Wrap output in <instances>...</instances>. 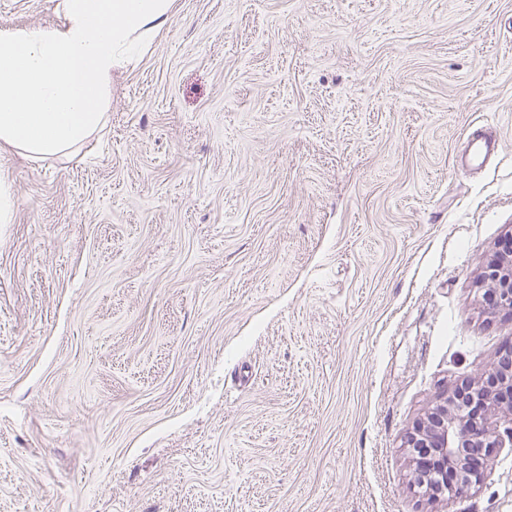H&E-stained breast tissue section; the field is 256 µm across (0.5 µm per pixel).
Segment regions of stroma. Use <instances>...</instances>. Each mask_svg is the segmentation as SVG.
<instances>
[{"instance_id":"35a3bbf8","label":"stroma","mask_w":512,"mask_h":512,"mask_svg":"<svg viewBox=\"0 0 512 512\" xmlns=\"http://www.w3.org/2000/svg\"><path fill=\"white\" fill-rule=\"evenodd\" d=\"M107 112L1 161L0 512H512V447L432 502L406 446L512 345V0H173ZM502 151L501 136L494 126L477 122L467 136V147L461 155L457 170H477L485 167ZM16 213V200L12 186L7 176H0V224L14 223ZM482 283L492 288L495 299L489 306L494 313L512 319V251L509 254H495L487 263Z\"/></svg>"}]
</instances>
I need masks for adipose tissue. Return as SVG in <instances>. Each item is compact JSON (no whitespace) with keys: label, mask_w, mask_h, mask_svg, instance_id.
I'll use <instances>...</instances> for the list:
<instances>
[{"label":"adipose tissue","mask_w":512,"mask_h":512,"mask_svg":"<svg viewBox=\"0 0 512 512\" xmlns=\"http://www.w3.org/2000/svg\"><path fill=\"white\" fill-rule=\"evenodd\" d=\"M171 0H61L51 27L0 30V152L37 158L85 144L107 121L115 70L168 20Z\"/></svg>","instance_id":"adipose-tissue-1"}]
</instances>
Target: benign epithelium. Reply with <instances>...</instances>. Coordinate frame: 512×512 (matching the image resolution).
Returning a JSON list of instances; mask_svg holds the SVG:
<instances>
[{
  "label": "benign epithelium",
  "mask_w": 512,
  "mask_h": 512,
  "mask_svg": "<svg viewBox=\"0 0 512 512\" xmlns=\"http://www.w3.org/2000/svg\"><path fill=\"white\" fill-rule=\"evenodd\" d=\"M482 283L495 293L490 309L512 318V252L494 255L487 263ZM512 361H497L485 375L442 393L426 417L407 438L409 448H429L425 468L417 471L418 484L435 501L467 494L479 482L470 454L481 448L512 446ZM456 481L448 482V470Z\"/></svg>",
  "instance_id": "benign-epithelium-1"
}]
</instances>
